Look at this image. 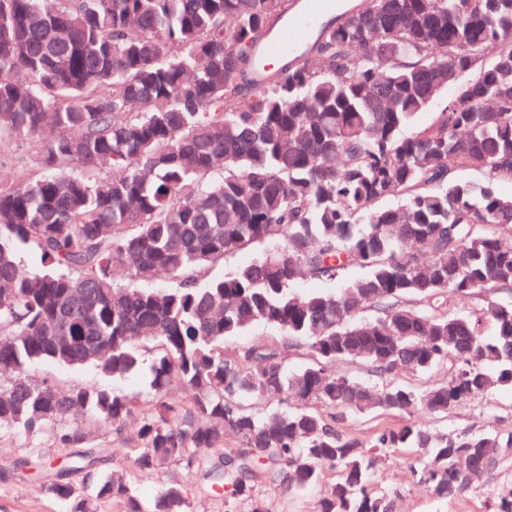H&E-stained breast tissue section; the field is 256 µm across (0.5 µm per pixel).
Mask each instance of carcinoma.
<instances>
[{"label":"carcinoma","mask_w":512,"mask_h":512,"mask_svg":"<svg viewBox=\"0 0 512 512\" xmlns=\"http://www.w3.org/2000/svg\"><path fill=\"white\" fill-rule=\"evenodd\" d=\"M291 2L0 0V160L20 142L30 159L0 185V434L53 428L69 468L43 448L14 467L38 469L66 512H194L198 495L273 512L262 487L297 494L326 468L339 479L316 512H391L373 476L397 451L446 503L512 448L491 426L336 427L417 408L445 420L512 387V0H347L261 70L254 46ZM350 267L363 274L343 279ZM158 272L173 285L141 286ZM302 276L343 283L299 294ZM257 326L281 339L224 354ZM290 349L307 357L296 371ZM352 362L375 379L340 369ZM41 364L114 379L147 364L152 396L51 383ZM405 366L446 379L394 381ZM273 397L285 407H255ZM134 416L131 468L104 471L112 449L83 447L87 431ZM176 467L196 487L170 477L144 504L139 479ZM490 512H512L511 485Z\"/></svg>","instance_id":"1"}]
</instances>
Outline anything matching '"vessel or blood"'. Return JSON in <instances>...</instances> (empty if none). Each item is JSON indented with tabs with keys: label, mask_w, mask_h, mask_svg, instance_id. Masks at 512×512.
Listing matches in <instances>:
<instances>
[{
	"label": "vessel or blood",
	"mask_w": 512,
	"mask_h": 512,
	"mask_svg": "<svg viewBox=\"0 0 512 512\" xmlns=\"http://www.w3.org/2000/svg\"><path fill=\"white\" fill-rule=\"evenodd\" d=\"M336 12V0H298L294 12L261 49L272 57L299 51L306 37L316 34Z\"/></svg>",
	"instance_id": "obj_1"
}]
</instances>
